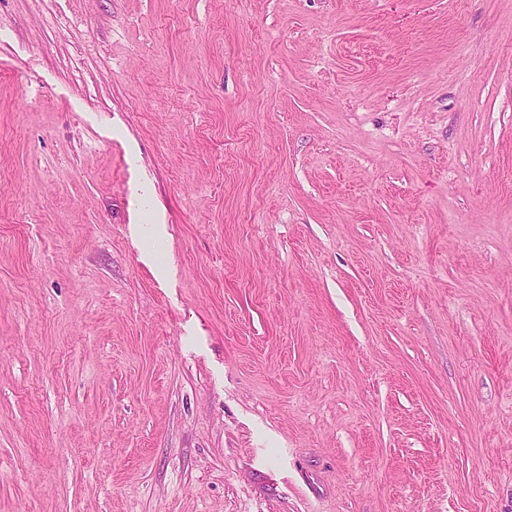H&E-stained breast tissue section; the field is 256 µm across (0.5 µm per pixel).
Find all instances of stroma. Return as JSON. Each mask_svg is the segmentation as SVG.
Returning <instances> with one entry per match:
<instances>
[{"instance_id":"1","label":"stroma","mask_w":512,"mask_h":512,"mask_svg":"<svg viewBox=\"0 0 512 512\" xmlns=\"http://www.w3.org/2000/svg\"><path fill=\"white\" fill-rule=\"evenodd\" d=\"M0 512H512V0H0Z\"/></svg>"}]
</instances>
